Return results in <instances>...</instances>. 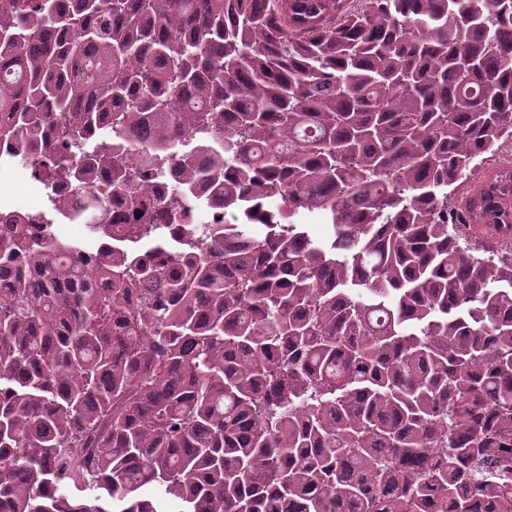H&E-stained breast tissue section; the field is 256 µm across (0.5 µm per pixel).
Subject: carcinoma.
I'll return each instance as SVG.
<instances>
[{
  "mask_svg": "<svg viewBox=\"0 0 512 512\" xmlns=\"http://www.w3.org/2000/svg\"><path fill=\"white\" fill-rule=\"evenodd\" d=\"M0 48L14 158L195 255L0 236V512H512V242L460 231L512 169L448 194L512 136V0H0Z\"/></svg>",
  "mask_w": 512,
  "mask_h": 512,
  "instance_id": "cac0c4a2",
  "label": "carcinoma"
}]
</instances>
